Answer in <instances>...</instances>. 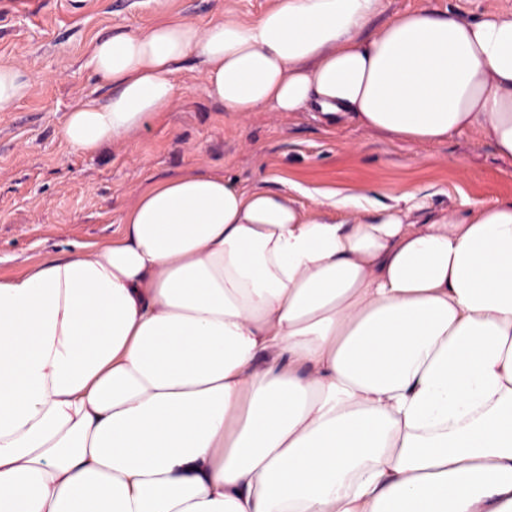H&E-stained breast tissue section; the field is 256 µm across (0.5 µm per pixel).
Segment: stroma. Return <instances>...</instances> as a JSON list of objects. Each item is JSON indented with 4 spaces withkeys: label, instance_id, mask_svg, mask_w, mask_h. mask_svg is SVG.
Instances as JSON below:
<instances>
[{
    "label": "stroma",
    "instance_id": "35a3bbf8",
    "mask_svg": "<svg viewBox=\"0 0 512 512\" xmlns=\"http://www.w3.org/2000/svg\"><path fill=\"white\" fill-rule=\"evenodd\" d=\"M0 0V62L33 77L32 94L0 112V276L63 253L75 242L107 244L138 193L190 168L223 173L246 190L373 187L389 202L430 195L432 208L512 198V158L477 132L435 144L402 141L352 123L329 128L314 113L260 108L223 111L204 73L184 69L172 111L107 143L92 157L74 151L61 127L70 106L103 95L86 61L97 38L134 31L160 14L204 25L224 10L258 17L270 0ZM455 6L465 13L511 10L512 0H387L385 13Z\"/></svg>",
    "mask_w": 512,
    "mask_h": 512
}]
</instances>
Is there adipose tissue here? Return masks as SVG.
Masks as SVG:
<instances>
[{
  "mask_svg": "<svg viewBox=\"0 0 512 512\" xmlns=\"http://www.w3.org/2000/svg\"><path fill=\"white\" fill-rule=\"evenodd\" d=\"M385 7L112 33L62 137L143 128L191 59L227 112L512 158V11ZM0 512H512V199L154 182L106 247L0 277Z\"/></svg>",
  "mask_w": 512,
  "mask_h": 512,
  "instance_id": "adipose-tissue-1",
  "label": "adipose tissue"
}]
</instances>
